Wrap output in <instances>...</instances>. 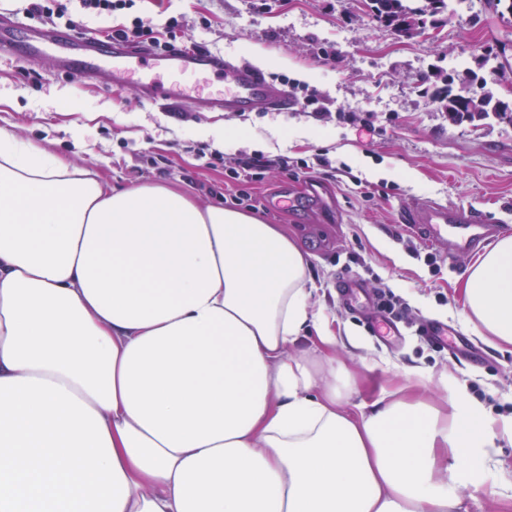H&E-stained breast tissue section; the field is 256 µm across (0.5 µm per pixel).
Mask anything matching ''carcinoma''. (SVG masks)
Listing matches in <instances>:
<instances>
[{
    "mask_svg": "<svg viewBox=\"0 0 512 512\" xmlns=\"http://www.w3.org/2000/svg\"><path fill=\"white\" fill-rule=\"evenodd\" d=\"M368 7L378 21L398 27L402 32L413 29L420 17L431 13L432 10L431 0H368ZM483 68L484 64L480 62L476 68L468 70L462 77L447 73L439 66L434 68L433 77L448 87L457 82L462 90L468 91L474 86L482 90L480 95L471 96L463 110L458 106L453 92H448L441 99L443 107L459 119L466 115L476 116L482 120L491 117L501 119L500 99L491 88V85L497 83L496 73L492 71L486 74Z\"/></svg>",
    "mask_w": 512,
    "mask_h": 512,
    "instance_id": "1",
    "label": "carcinoma"
}]
</instances>
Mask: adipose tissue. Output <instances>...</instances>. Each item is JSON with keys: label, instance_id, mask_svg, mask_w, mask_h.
Masks as SVG:
<instances>
[{"label": "adipose tissue", "instance_id": "ef3b65f1", "mask_svg": "<svg viewBox=\"0 0 512 512\" xmlns=\"http://www.w3.org/2000/svg\"><path fill=\"white\" fill-rule=\"evenodd\" d=\"M279 225L0 131V512H461L512 422L361 406ZM512 345V234L465 269Z\"/></svg>", "mask_w": 512, "mask_h": 512}]
</instances>
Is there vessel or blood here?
Returning <instances> with one entry per match:
<instances>
[{
    "label": "vessel or blood",
    "instance_id": "b4317fda",
    "mask_svg": "<svg viewBox=\"0 0 512 512\" xmlns=\"http://www.w3.org/2000/svg\"><path fill=\"white\" fill-rule=\"evenodd\" d=\"M19 58L51 55L60 74L87 76L103 87L130 86L154 103L191 100L206 112L251 113L296 105L285 85L264 71L204 47L175 46L159 53L119 38L97 40L73 28H42L22 21L0 25V53ZM441 250L471 252L493 233L480 212L454 205L419 204L410 216Z\"/></svg>",
    "mask_w": 512,
    "mask_h": 512
}]
</instances>
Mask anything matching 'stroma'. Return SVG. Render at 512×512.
Returning a JSON list of instances; mask_svg holds the SVG:
<instances>
[{
  "mask_svg": "<svg viewBox=\"0 0 512 512\" xmlns=\"http://www.w3.org/2000/svg\"><path fill=\"white\" fill-rule=\"evenodd\" d=\"M448 7L403 37L378 22L365 0H137L135 15L163 27L181 17L182 39L242 64L272 58L294 98L324 96L345 120H317L303 107L247 114L199 112L189 102L161 106L131 88L110 92L61 77L50 57H0V130L53 150L115 184L163 183L187 189L204 205L245 193L250 213L284 225L308 255L316 289L337 336L357 332L361 349L337 346L336 357L370 401L381 392L414 389L411 369L456 381L454 395L480 402L496 424L512 420V348L488 345L465 322L460 275L472 255L441 253L405 224L422 201L489 213L512 233V123L451 124L432 92L433 66L457 73L484 61L486 70L512 62V15L486 0ZM209 26H202V19ZM331 46L329 57L319 47ZM242 133L239 150L212 158L213 139L200 129ZM288 156L294 172L267 173L244 184L229 171L242 154ZM325 183L328 207L290 209L309 180ZM366 287L388 286L408 306L398 319L406 335L386 340L371 326L376 306L345 307L337 289L346 276ZM447 327L456 348L416 334L417 320ZM468 512H512V444L502 443L480 486L462 491Z\"/></svg>",
  "mask_w": 512,
  "mask_h": 512,
  "instance_id": "stroma-1",
  "label": "stroma"
}]
</instances>
